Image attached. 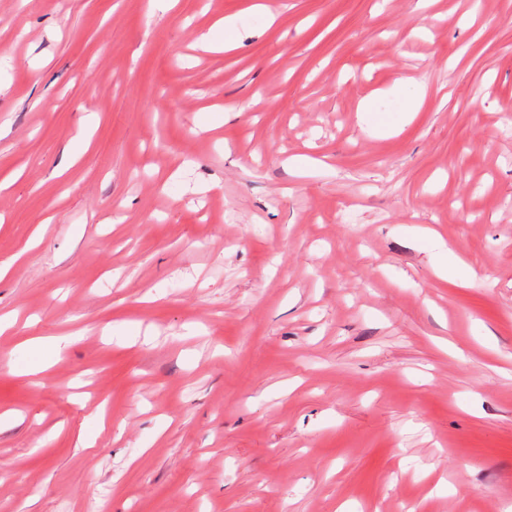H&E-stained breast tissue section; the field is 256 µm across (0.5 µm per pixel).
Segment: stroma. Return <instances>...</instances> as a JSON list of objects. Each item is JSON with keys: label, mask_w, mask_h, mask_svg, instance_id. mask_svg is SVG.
<instances>
[{"label": "stroma", "mask_w": 512, "mask_h": 512, "mask_svg": "<svg viewBox=\"0 0 512 512\" xmlns=\"http://www.w3.org/2000/svg\"><path fill=\"white\" fill-rule=\"evenodd\" d=\"M148 2L0 0V512H512V0ZM242 24V19L238 16L226 17L224 20L220 22V26L218 29L224 30L227 33V38H225L224 42H218L210 38V36H204L206 40L209 42L212 48L216 46L224 47V50L236 48L239 46L238 34L239 28L238 25Z\"/></svg>", "instance_id": "1"}]
</instances>
